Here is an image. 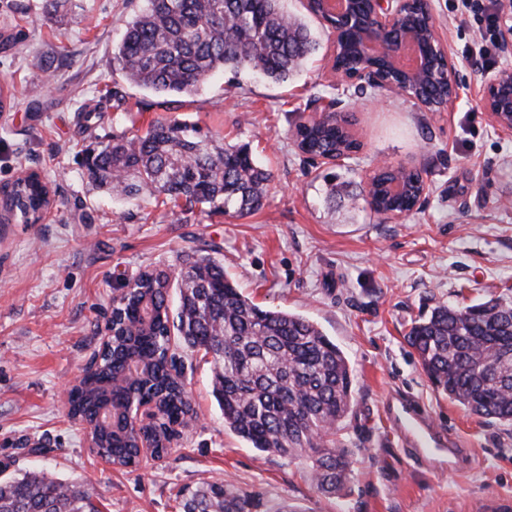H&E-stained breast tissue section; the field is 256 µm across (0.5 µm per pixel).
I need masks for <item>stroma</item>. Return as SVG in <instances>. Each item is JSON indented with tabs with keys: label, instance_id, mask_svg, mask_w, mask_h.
I'll list each match as a JSON object with an SVG mask.
<instances>
[{
	"label": "stroma",
	"instance_id": "stroma-1",
	"mask_svg": "<svg viewBox=\"0 0 512 512\" xmlns=\"http://www.w3.org/2000/svg\"><path fill=\"white\" fill-rule=\"evenodd\" d=\"M432 0L457 62L460 89L443 112L378 89L358 94L328 77L330 33L288 0L319 43L292 80L216 73L176 103L128 84L112 50L142 0H66L45 18L42 0H0V184L38 171L54 205L39 224H0V467L89 483L101 512H181L179 492L223 479L256 497L254 512H481L489 494L512 497V426L471 414L439 394L405 336L437 304L512 302V134L479 105L483 70L462 48L479 41L498 0ZM44 59L47 70L33 66ZM121 89L128 109L114 107ZM336 97L352 111L361 150L311 165L292 132L308 99ZM98 119L92 136L80 113ZM197 122L217 143L248 145L272 180L262 209L242 218L186 214L149 197L119 201L89 183L83 158L97 141L145 132L159 118ZM419 170L425 205L402 220L373 212L362 193L378 163ZM213 250L239 288L267 309L318 324L355 376L351 415L337 432L354 458L347 494L321 495L307 464L261 453L224 426L213 362L174 342L195 418L162 458L134 468L85 446L65 392L99 343L112 298L139 270L178 271ZM415 401L461 450L460 463L422 464L388 418Z\"/></svg>",
	"mask_w": 512,
	"mask_h": 512
}]
</instances>
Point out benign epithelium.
<instances>
[{"label":"benign epithelium","mask_w":512,"mask_h":512,"mask_svg":"<svg viewBox=\"0 0 512 512\" xmlns=\"http://www.w3.org/2000/svg\"><path fill=\"white\" fill-rule=\"evenodd\" d=\"M340 10L322 9L324 23L332 35L330 72L338 86L377 84L387 92L402 95L414 102L422 111H429L423 97L416 94L420 85L413 69L401 68L396 59L414 48L418 60H438L443 68L441 81L444 94L435 100L436 111L443 112L447 104L457 96L459 86L456 77V63L447 43L441 38L436 26L434 13L425 9L421 24L428 30L426 42L409 38L404 20L411 12L412 5L427 0H343ZM499 29L501 46L506 52L512 51V0H498ZM353 43L357 49L359 68L346 70L336 63L339 52ZM480 107L500 130L512 131V69L503 68L488 76L480 95ZM427 185H422L419 199L409 210H388L380 215L391 220H401L416 211L426 198ZM112 348V319H107L101 334L98 349L87 363L84 374L95 373L102 356ZM128 420L138 427H151L156 422L153 404L143 402L125 411Z\"/></svg>","instance_id":"obj_1"}]
</instances>
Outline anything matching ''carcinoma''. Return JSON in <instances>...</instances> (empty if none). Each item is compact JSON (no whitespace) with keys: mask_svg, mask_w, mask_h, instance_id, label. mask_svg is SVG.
Masks as SVG:
<instances>
[{"mask_svg":"<svg viewBox=\"0 0 512 512\" xmlns=\"http://www.w3.org/2000/svg\"><path fill=\"white\" fill-rule=\"evenodd\" d=\"M113 48L116 69L135 86L159 96H190L216 70L259 71L286 82L317 46L310 29L288 13L286 0H145ZM293 141L300 152L333 158L357 147L330 112L313 126L299 122ZM89 180L113 195H143L185 211L244 217L263 206L271 174L248 146H216L194 122L156 120L143 134L112 136L86 155ZM398 179L412 206L422 176L399 168L379 185ZM48 187L30 178L16 191L18 212L47 204ZM133 290L112 299L137 336L114 337L112 357L97 379L76 386L69 412L94 422L112 407L116 431L104 434L99 454L111 463L139 464L138 432L126 423L125 402L150 394L160 423L161 454L172 426L192 411L181 377L167 369L172 337L204 351L214 363L213 394L224 425L250 447L310 460L309 475L324 495L343 494L353 461L336 439L355 395L353 368L343 351L314 322L282 310L265 309L245 296L211 255L185 260L170 282L165 271L148 268L134 277ZM178 289L170 317L168 290ZM406 341L430 382L448 399L478 416L512 423V303L488 300L464 308L445 304L415 321ZM500 358L488 370V354ZM182 512H253L252 496L222 481L181 492ZM0 512H100L86 485L62 482L43 472L0 478Z\"/></svg>","mask_w":512,"mask_h":512,"instance_id":"carcinoma-1","label":"carcinoma"}]
</instances>
